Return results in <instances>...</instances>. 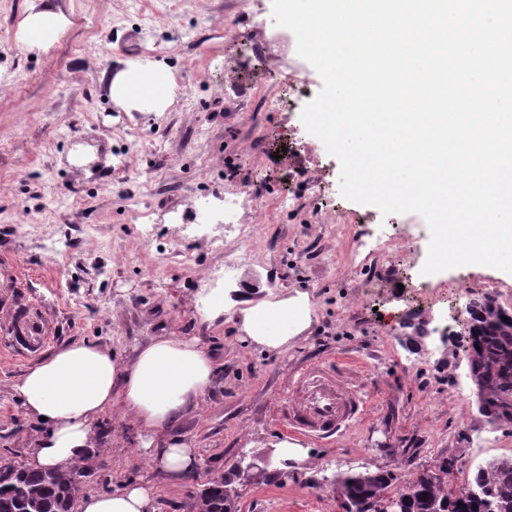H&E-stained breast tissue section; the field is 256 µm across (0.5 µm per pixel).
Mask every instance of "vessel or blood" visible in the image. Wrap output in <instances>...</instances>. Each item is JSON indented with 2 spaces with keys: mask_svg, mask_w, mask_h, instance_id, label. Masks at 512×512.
<instances>
[{
  "mask_svg": "<svg viewBox=\"0 0 512 512\" xmlns=\"http://www.w3.org/2000/svg\"><path fill=\"white\" fill-rule=\"evenodd\" d=\"M15 323L19 356L26 358L37 353L47 341L42 328L23 314L16 316ZM346 375L343 368L323 364L299 372L283 409V422L289 434L318 442L361 418L365 398L356 385L347 383Z\"/></svg>",
  "mask_w": 512,
  "mask_h": 512,
  "instance_id": "b4317fda",
  "label": "vessel or blood"
}]
</instances>
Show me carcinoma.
Here are the masks:
<instances>
[{"instance_id":"cac0c4a2","label":"carcinoma","mask_w":512,"mask_h":512,"mask_svg":"<svg viewBox=\"0 0 512 512\" xmlns=\"http://www.w3.org/2000/svg\"><path fill=\"white\" fill-rule=\"evenodd\" d=\"M469 331L474 338L468 354V375L479 386L487 418L512 425V313L485 296L468 306ZM508 317L505 322L502 317ZM454 458H442L431 468L398 484L390 471L368 468L333 475L343 512H391L398 498L404 512H512V458L478 464L471 480L456 485ZM0 478V512H73L81 487L79 469L33 472L5 468ZM268 468L255 469L244 483L236 468L202 485L190 498L188 512H239L242 491L267 481Z\"/></svg>"}]
</instances>
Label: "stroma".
I'll use <instances>...</instances> for the list:
<instances>
[{
	"mask_svg": "<svg viewBox=\"0 0 512 512\" xmlns=\"http://www.w3.org/2000/svg\"><path fill=\"white\" fill-rule=\"evenodd\" d=\"M48 2L71 24L33 54L18 39L31 0H0V353L17 312L44 325L49 352L86 339L127 357L163 334L198 339L217 382L173 433L195 448L200 484L285 439L277 410L300 368L361 358L353 382L370 401L365 419L310 443L315 468L246 487L240 512H341L322 476L379 468L403 481L453 457L461 485L479 463L512 456V426L476 407L464 336L466 305L487 283L512 310V274L422 275L420 215L385 217L342 197L338 160L307 133L301 105L285 102L295 77L314 93L322 79L277 43L272 0L242 11L234 0ZM149 61L170 68L173 104L115 103L112 78ZM207 199L229 223L203 224ZM212 288L229 303L207 321ZM244 288L309 294L312 325L288 352L240 341L232 301ZM30 366L0 364L2 466H24L22 437L36 429L11 390ZM97 430L84 493L144 479L155 512H186L190 488L150 471L131 426L109 412Z\"/></svg>",
	"mask_w": 512,
	"mask_h": 512,
	"instance_id": "obj_1",
	"label": "stroma"
}]
</instances>
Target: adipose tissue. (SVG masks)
Returning a JSON list of instances; mask_svg holds the SVG:
<instances>
[{"instance_id":"obj_1","label":"adipose tissue","mask_w":512,"mask_h":512,"mask_svg":"<svg viewBox=\"0 0 512 512\" xmlns=\"http://www.w3.org/2000/svg\"><path fill=\"white\" fill-rule=\"evenodd\" d=\"M69 25L49 7L30 6L19 39L31 51L48 50ZM170 69L161 62L131 66L116 74L110 95L116 103L160 112L174 95ZM244 340L266 350L287 351L311 324L307 294L240 302ZM216 383L214 356L196 339L156 336L120 357L101 344H66L18 377L13 389L37 432L27 438L29 470L77 467L97 446L96 424L111 408L134 427L140 451L151 468L176 485L196 473L197 456L171 428ZM79 512H155L151 484L129 482L106 493L87 495Z\"/></svg>"}]
</instances>
